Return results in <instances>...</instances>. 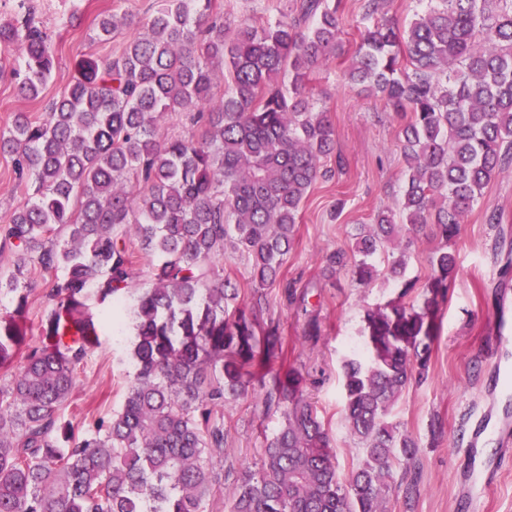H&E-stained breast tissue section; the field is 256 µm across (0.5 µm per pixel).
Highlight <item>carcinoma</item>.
I'll list each match as a JSON object with an SVG mask.
<instances>
[{
    "mask_svg": "<svg viewBox=\"0 0 512 512\" xmlns=\"http://www.w3.org/2000/svg\"><path fill=\"white\" fill-rule=\"evenodd\" d=\"M0 24V75L36 99L54 49L28 0ZM371 19L349 80L409 114L397 209L355 237L360 285L371 259L426 224L456 239L490 181L512 167V0H435L400 28ZM342 0H300L275 24L228 33L217 0H161L147 32L105 55L90 53L42 119L19 113L0 133L18 184L32 194L0 231L18 260L0 270V512H206L225 494L228 512H386L404 489L416 442L387 421L412 380L429 370L456 261L430 260L416 304L395 299L364 315L366 345L342 365L344 419L361 457L347 477L296 368H274L278 327L256 328L218 262L247 256L255 288L277 282L302 204L323 161L336 156L326 110L308 96L313 71L341 54ZM123 21L99 20L98 39ZM229 74L231 90L214 89ZM170 112H194L201 138L159 137ZM138 247H133V244ZM151 280L135 279L136 251ZM52 277L53 305L40 345L24 348L23 311L37 279ZM139 293L134 372L123 406L81 434L62 421L77 371L98 342L92 299ZM264 393L284 423L266 439L254 472L224 488L228 399Z\"/></svg>",
    "mask_w": 512,
    "mask_h": 512,
    "instance_id": "cac0c4a2",
    "label": "carcinoma"
}]
</instances>
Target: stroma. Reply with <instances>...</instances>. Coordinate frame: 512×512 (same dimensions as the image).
<instances>
[{
  "label": "stroma",
  "instance_id": "1",
  "mask_svg": "<svg viewBox=\"0 0 512 512\" xmlns=\"http://www.w3.org/2000/svg\"><path fill=\"white\" fill-rule=\"evenodd\" d=\"M295 2L218 0L224 24L233 30L246 23L275 21ZM343 2L344 52L315 71L309 96L316 108L328 110L344 166L333 177L318 180L305 199L279 283L252 288L247 258L231 249L224 255L223 267L237 283L240 300L256 301L257 323L279 328L287 347L284 363L306 374L309 396L329 431L338 469L346 474L357 463L359 450L344 420L341 365L364 344L366 309L400 292L382 277L366 286L353 280V238L378 211L397 206L404 170L399 139L405 120L380 98L360 93L348 81L347 68L365 23L364 0ZM158 3L34 0L39 17L53 34L55 69L36 100L21 96L10 77L0 78V129L11 125L20 112L45 115L49 102L74 75L78 59L93 52L106 54L144 32ZM112 14L127 18V25L111 40L98 41V20ZM492 213L499 215V223H487ZM444 246L430 225L407 249L405 277L414 284L410 299L421 294L429 260ZM451 248L457 259L456 279L439 319L429 376L411 383L388 416L418 443L411 468L415 489L409 498L403 491L394 492L387 512H468V429L478 413L495 420L504 410L491 374L496 352L493 320L503 311L512 315V173L491 180ZM336 252L344 253L347 264L332 273L327 258ZM124 302V332L103 326L97 345L78 371L72 405L64 418L79 430L124 403L134 372L136 294H126ZM223 413L228 448L224 478L231 484L259 462L265 438L280 427L282 415L265 410L258 394L225 402ZM435 425L441 426V434H432ZM492 453L502 456V466L481 501L485 512H512V450L496 447Z\"/></svg>",
  "mask_w": 512,
  "mask_h": 512
}]
</instances>
